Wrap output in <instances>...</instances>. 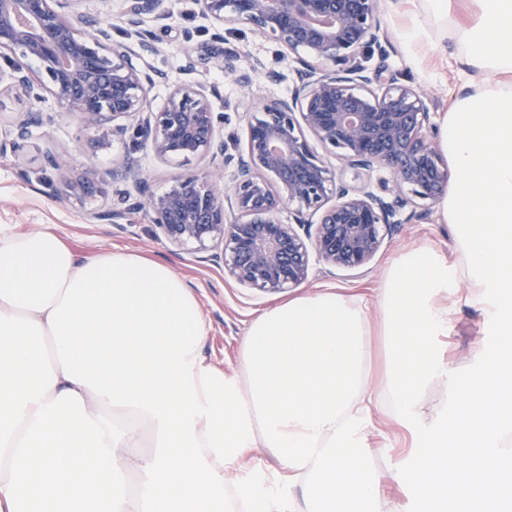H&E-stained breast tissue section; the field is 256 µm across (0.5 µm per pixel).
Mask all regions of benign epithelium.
<instances>
[{
	"label": "benign epithelium",
	"mask_w": 512,
	"mask_h": 512,
	"mask_svg": "<svg viewBox=\"0 0 512 512\" xmlns=\"http://www.w3.org/2000/svg\"><path fill=\"white\" fill-rule=\"evenodd\" d=\"M78 2L0 0V52L10 53L15 95L42 102L55 93L86 128L112 119L116 137L128 130L118 120L133 121L124 167L112 173L129 187L94 219L118 224L146 210L170 243L218 248L229 278L273 293L307 281L314 256L335 267H365L386 236L426 218L443 195L448 167L424 93L366 66L385 55L388 42L377 0H196L201 14L221 25H245L290 53H304L290 97L250 113L247 149L237 154L224 147V115L208 100L214 90L179 86L158 110L148 99L162 74L147 64L157 47L140 23L170 18L168 0H125L129 28L118 43L99 21L89 23L91 35L75 28L66 10ZM30 60L39 62V75ZM236 61L231 53L221 58L247 91L257 65ZM44 124L43 111L23 113L0 132V155L21 161L32 129ZM143 145L164 160L208 158L218 170L233 169L229 192L207 171L151 193L135 156ZM329 157L339 166L331 167ZM380 169L390 179L368 189L364 181ZM287 205L285 223L279 213Z\"/></svg>",
	"instance_id": "benign-epithelium-1"
}]
</instances>
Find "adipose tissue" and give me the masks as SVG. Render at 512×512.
<instances>
[{"label": "adipose tissue", "mask_w": 512, "mask_h": 512, "mask_svg": "<svg viewBox=\"0 0 512 512\" xmlns=\"http://www.w3.org/2000/svg\"><path fill=\"white\" fill-rule=\"evenodd\" d=\"M473 2L452 38L479 83L440 127L457 180L439 211L459 263L413 248L373 304L318 291L271 307L233 373L203 358L205 321L170 266L0 227V512H382L366 456L373 311L395 361L393 413L427 442L412 478L429 503L512 501V0ZM463 287L503 342L430 406L429 339ZM257 448L286 477L256 467L227 482Z\"/></svg>", "instance_id": "obj_1"}]
</instances>
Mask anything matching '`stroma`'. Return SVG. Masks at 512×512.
<instances>
[{
  "label": "stroma",
  "mask_w": 512,
  "mask_h": 512,
  "mask_svg": "<svg viewBox=\"0 0 512 512\" xmlns=\"http://www.w3.org/2000/svg\"><path fill=\"white\" fill-rule=\"evenodd\" d=\"M168 6L170 19L147 18L142 23L157 46L147 61L163 75L149 94L154 107L165 103L174 86H216L219 97L212 105L214 111L224 115V143L230 152L245 150L246 109L265 98L288 96L296 80L294 56L272 39L254 35L244 26L218 27L199 13L195 0H169ZM379 10L390 45L385 57L373 58V65L397 74L401 83L421 87L431 111L445 116L468 80L458 62L460 48L449 45L444 56L432 52V45L443 42L446 26L431 22L426 25L428 47L411 50L399 40L400 28L420 20L419 0H379ZM76 11L110 26L113 40L122 41L128 27L125 0H79ZM219 30L224 33L225 47L235 50L241 59L257 58L264 64L266 72L256 78L250 93H243L220 66L200 60L202 48L212 45V35ZM41 107L47 120L28 139L23 163H16L9 154L0 156V225L20 232L45 224L83 255L119 248L170 265L199 302L207 327L205 359L225 372L237 368L239 344L249 324L276 303L319 287L374 301L391 260L415 247L429 246L446 255L449 263L459 261L451 227L442 223L439 210L434 209L427 220L402 225L386 237L363 268H335L316 261L308 280L294 290L261 293L244 287L225 276L223 263L212 261L209 252L196 250L191 244L172 246L146 212L130 214L119 224L94 220V213L112 205L116 186L110 173L123 166L128 143L114 138L106 126L85 129L75 115L66 112L58 96L47 95ZM49 151L69 156V180H77L85 166H94L102 175L94 192L78 191L68 199H57L59 180L46 178L44 172L43 157ZM137 157L150 191L156 194L168 190L179 175L211 167L206 159L187 164L162 160L146 147L138 150ZM448 308L447 331L430 339L443 363L442 373L431 381L426 393L431 405L443 402L449 376L466 375L495 348L490 314L469 302L467 291H459ZM368 344L367 377L376 392L368 437L369 463L380 477L385 512H422L419 492L405 475L423 446L420 429L397 421L392 414L391 398L383 385L390 347L379 324H372Z\"/></svg>",
  "instance_id": "stroma-1"
}]
</instances>
